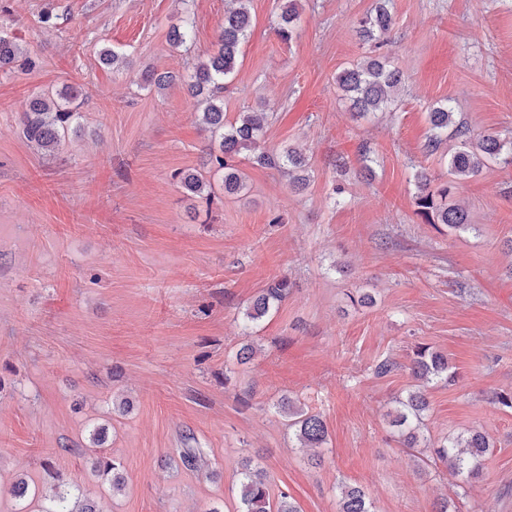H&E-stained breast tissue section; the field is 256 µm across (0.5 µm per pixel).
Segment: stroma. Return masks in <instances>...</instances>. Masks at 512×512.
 I'll use <instances>...</instances> for the list:
<instances>
[{"label":"stroma","instance_id":"1","mask_svg":"<svg viewBox=\"0 0 512 512\" xmlns=\"http://www.w3.org/2000/svg\"><path fill=\"white\" fill-rule=\"evenodd\" d=\"M283 2L249 0L224 113L266 112L265 147L301 151L309 181L297 191L244 161L243 193L225 195L210 171L206 198L177 179L208 143L180 79L215 51L231 0H0V35L36 62L0 73V512H42L47 461L97 512H237L245 458L299 512H339L343 484L374 512H436L444 498L449 512H512V410L489 401L512 392V166L461 184L466 232L413 205L415 170L446 181L456 144L427 150L434 106L451 103L472 134L512 137V0H391L386 51L406 83L363 118L336 75L367 52L355 27L376 0H301L288 43L275 32ZM185 16L192 40L177 50L168 31ZM105 48L126 66L102 64ZM147 69L178 81L145 87ZM66 85L81 117L50 157L20 119L33 94ZM284 276L287 299L244 331L246 309ZM362 293L373 306L352 304ZM247 343L257 353L238 364ZM418 343L457 372L428 387L423 433L477 429L493 444L468 482L391 425ZM384 360L395 368L377 375ZM284 395L321 413V465L297 447ZM186 435L207 468L180 463ZM102 456L122 463L121 494L95 472ZM21 478L31 493L18 498Z\"/></svg>","mask_w":512,"mask_h":512}]
</instances>
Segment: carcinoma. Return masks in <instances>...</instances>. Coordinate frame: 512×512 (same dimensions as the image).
Returning a JSON list of instances; mask_svg holds the SVG:
<instances>
[{"label": "carcinoma", "mask_w": 512, "mask_h": 512, "mask_svg": "<svg viewBox=\"0 0 512 512\" xmlns=\"http://www.w3.org/2000/svg\"><path fill=\"white\" fill-rule=\"evenodd\" d=\"M240 7L224 14V26L218 34L217 50L194 64L189 76L188 87L192 96L206 102L199 116L201 129L210 138L219 140V152L207 153V164L222 173V186L228 194H239L246 189L245 177L235 159L246 154L253 164L271 168H288L291 185L301 189L307 185L305 157L293 149L283 151L260 148L266 122V113L247 112L235 122L228 123L224 117L222 92L226 82L235 74L240 47L247 39L251 27V16L245 6L246 0H237ZM298 2L286 0L276 28V34L284 41L292 40L300 19ZM394 18L387 7V0H377L374 9L358 21V34L363 41L374 44L377 49L387 45L386 35L392 30ZM191 38V20L186 17L181 23L171 27L169 42L175 47L187 45ZM31 69L33 62L24 57L18 45L6 36H0V70L12 71L15 68ZM336 84L356 110V116L364 117L371 112L386 108L394 101V95L405 85L403 72L394 65L387 54L378 53L367 57L363 63L341 70L336 75ZM79 91L67 86L58 93V99L50 102L45 96H32L25 112L22 113L20 129L23 138L30 144L52 155L61 141L80 117L77 112ZM455 112L448 104H439L428 113L431 135L427 149L437 150L442 136L448 133V126H454L457 139L454 151L448 158V181L437 183L424 168L414 173L416 193L413 198L415 214L426 224H444L454 232H465L471 228L468 211L452 201L462 181L478 174L489 162L512 165V138L504 139L498 134H471L464 122L454 120ZM182 188L193 195L213 194L211 183L195 173H187L180 178ZM290 283L282 277L273 281L254 300L246 317L250 321L266 316L288 296ZM409 374L416 381L414 388L398 400L392 423L398 427L399 436L407 448L418 446L421 426L428 411L429 400L425 393L428 384L436 381L451 383L456 372L448 357L431 350L425 345L416 346L407 366ZM279 409L288 418V428L302 448H323L328 442V430L322 416L302 404H297L287 396L278 401ZM423 447L433 449L436 459L448 466V472L467 481L479 475L486 456L490 451V441L479 431L466 435L445 438L439 444L425 441ZM181 464L195 470L202 461L201 448H179ZM121 462L105 457L98 460L97 471L101 476L112 475V492L124 488V478L120 473ZM238 512H297L288 493L283 492L277 502H272L268 489L266 472L243 462L238 483ZM42 512H95L87 500L72 499L58 492ZM339 512H371V503L365 491L356 486L342 489Z\"/></svg>", "instance_id": "obj_1"}]
</instances>
